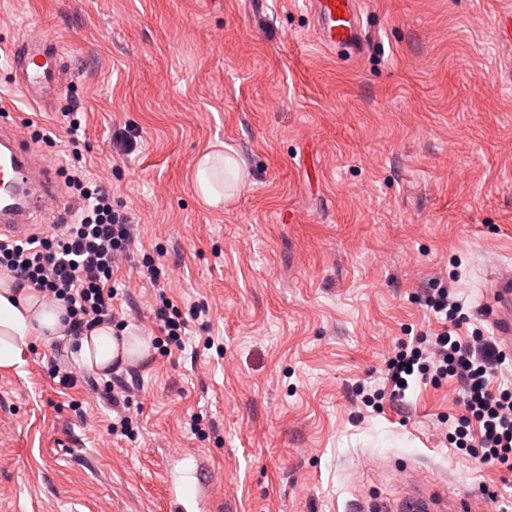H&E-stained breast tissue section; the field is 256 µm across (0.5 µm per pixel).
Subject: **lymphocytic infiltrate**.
<instances>
[{"label": "lymphocytic infiltrate", "instance_id": "f902f5d3", "mask_svg": "<svg viewBox=\"0 0 512 512\" xmlns=\"http://www.w3.org/2000/svg\"><path fill=\"white\" fill-rule=\"evenodd\" d=\"M70 208L51 233L0 242V271L65 310L66 333L80 339L116 318L119 295L114 279L120 258L135 241L132 213L112 197V188L82 167L69 176ZM139 272L156 285L155 347L168 355L184 344L186 323L161 283L165 268L143 256ZM425 304L440 326L437 333L399 342L385 362L383 385L374 399L404 398L412 379L454 382L461 412L454 421L455 443L480 463L512 473V388L495 384L504 357L496 343L475 332L462 335L469 320L451 288H428Z\"/></svg>", "mask_w": 512, "mask_h": 512}]
</instances>
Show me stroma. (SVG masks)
<instances>
[{"label":"stroma","mask_w":512,"mask_h":512,"mask_svg":"<svg viewBox=\"0 0 512 512\" xmlns=\"http://www.w3.org/2000/svg\"><path fill=\"white\" fill-rule=\"evenodd\" d=\"M512 0H361L364 49L323 48L304 0H0V107L52 170L69 167L61 112L86 120L82 162L162 255L186 348L105 374L68 337L0 367V512H172L170 479L205 483L215 512H347L414 482L512 512V478L447 438L454 385L366 407L395 341L434 329L442 280L470 320L512 266ZM57 39V103H26L6 63ZM140 134L129 155L113 133ZM232 147L248 178L220 208L196 196L201 154ZM115 306L158 336L134 264ZM75 365L62 388L56 365ZM130 389L136 437L107 433L106 381ZM201 417L204 436L190 424Z\"/></svg>","instance_id":"1"}]
</instances>
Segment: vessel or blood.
<instances>
[{"mask_svg":"<svg viewBox=\"0 0 512 512\" xmlns=\"http://www.w3.org/2000/svg\"><path fill=\"white\" fill-rule=\"evenodd\" d=\"M319 43L327 50L357 54L363 45L358 0H309ZM27 102L48 105L66 78L64 53L51 36L17 44L8 59ZM58 185L19 129L0 123V238L23 239L36 230L47 209L61 205ZM489 317L496 334L512 344V272L503 271L491 287ZM480 499H443L435 490L410 487L390 512H483Z\"/></svg>","mask_w":512,"mask_h":512,"instance_id":"obj_1","label":"vessel or blood"}]
</instances>
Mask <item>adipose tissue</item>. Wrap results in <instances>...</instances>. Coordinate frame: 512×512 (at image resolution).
<instances>
[{"instance_id":"ef3b65f1","label":"adipose tissue","mask_w":512,"mask_h":512,"mask_svg":"<svg viewBox=\"0 0 512 512\" xmlns=\"http://www.w3.org/2000/svg\"><path fill=\"white\" fill-rule=\"evenodd\" d=\"M219 161L223 162L235 183L244 180L238 162L231 155L216 151L199 157L194 173V189L199 198L211 207L234 198L232 190H220L214 181V168ZM61 313L58 307L45 310L38 294L29 289L16 290L14 278L7 272H0V366L13 365L20 345L26 344L30 338L64 335ZM149 348L148 339L129 336L119 340L113 336L111 326L103 325L80 339L78 355L88 367L104 371L113 362L143 356Z\"/></svg>"}]
</instances>
